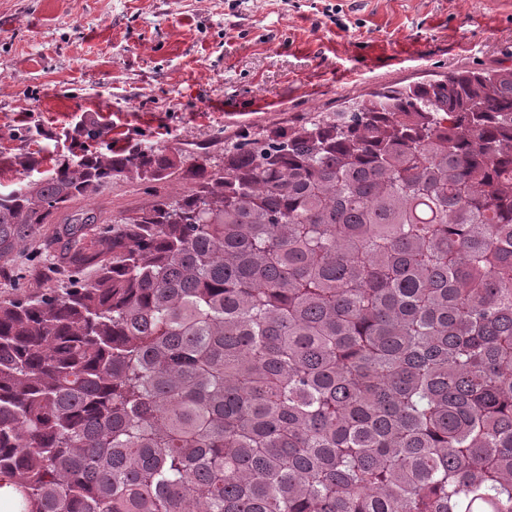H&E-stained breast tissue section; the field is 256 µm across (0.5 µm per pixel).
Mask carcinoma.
<instances>
[{
    "label": "carcinoma",
    "instance_id": "obj_1",
    "mask_svg": "<svg viewBox=\"0 0 512 512\" xmlns=\"http://www.w3.org/2000/svg\"><path fill=\"white\" fill-rule=\"evenodd\" d=\"M191 170L134 214L70 213V287L0 300L15 510L512 512V68ZM181 173L140 144L60 159L0 192V258L114 180Z\"/></svg>",
    "mask_w": 512,
    "mask_h": 512
}]
</instances>
